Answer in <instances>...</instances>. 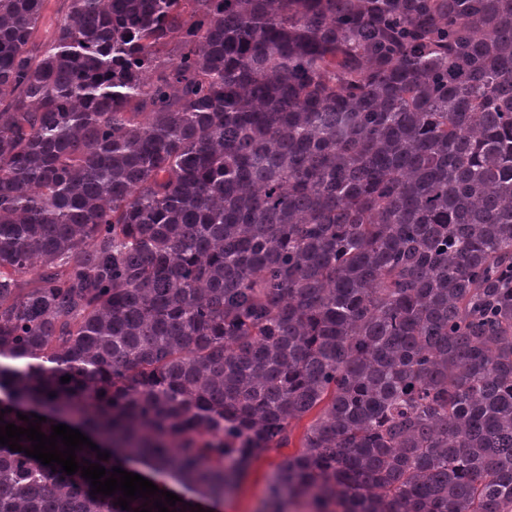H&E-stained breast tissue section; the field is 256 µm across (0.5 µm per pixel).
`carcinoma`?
<instances>
[{
    "label": "carcinoma",
    "instance_id": "1",
    "mask_svg": "<svg viewBox=\"0 0 512 512\" xmlns=\"http://www.w3.org/2000/svg\"><path fill=\"white\" fill-rule=\"evenodd\" d=\"M1 409L169 512L304 420L264 512H512V0H0ZM91 490L0 445L162 498Z\"/></svg>",
    "mask_w": 512,
    "mask_h": 512
}]
</instances>
